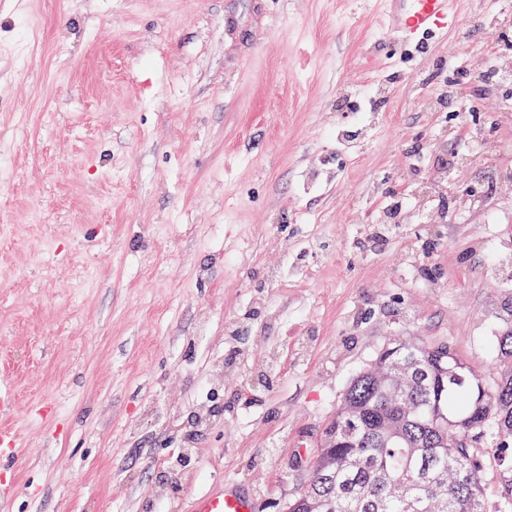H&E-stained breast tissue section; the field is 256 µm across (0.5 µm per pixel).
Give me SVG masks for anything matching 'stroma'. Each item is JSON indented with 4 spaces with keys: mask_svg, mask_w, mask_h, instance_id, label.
<instances>
[{
    "mask_svg": "<svg viewBox=\"0 0 512 512\" xmlns=\"http://www.w3.org/2000/svg\"><path fill=\"white\" fill-rule=\"evenodd\" d=\"M385 41L377 0H0V383L10 512H284L392 339L490 376L512 280V0ZM480 144L447 221L412 206ZM410 219L374 229L390 203ZM222 411L194 440L202 402ZM194 451L183 455L185 443ZM21 437L18 431L11 426L0 425V456L10 459L16 466L23 460ZM225 485L224 481L209 485L203 494L186 501L183 512H250L247 501L233 490L225 489Z\"/></svg>",
    "mask_w": 512,
    "mask_h": 512,
    "instance_id": "35a3bbf8",
    "label": "stroma"
}]
</instances>
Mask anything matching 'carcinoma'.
Here are the masks:
<instances>
[{
	"label": "carcinoma",
	"instance_id": "1",
	"mask_svg": "<svg viewBox=\"0 0 512 512\" xmlns=\"http://www.w3.org/2000/svg\"><path fill=\"white\" fill-rule=\"evenodd\" d=\"M488 345L489 380L445 344L384 346L348 383L288 512H512V307ZM401 357L407 376H380Z\"/></svg>",
	"mask_w": 512,
	"mask_h": 512
}]
</instances>
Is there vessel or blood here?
<instances>
[{
  "label": "vessel or blood",
  "mask_w": 512,
  "mask_h": 512,
  "mask_svg": "<svg viewBox=\"0 0 512 512\" xmlns=\"http://www.w3.org/2000/svg\"><path fill=\"white\" fill-rule=\"evenodd\" d=\"M380 18L383 35L403 48H420L428 40L459 28L462 18L458 0H382ZM0 456L21 463V437L10 426L0 425ZM183 512H250L247 501L224 483L209 485L185 503Z\"/></svg>",
  "instance_id": "1"
}]
</instances>
